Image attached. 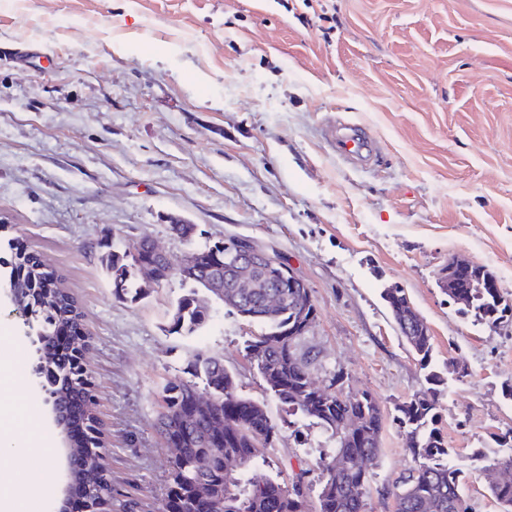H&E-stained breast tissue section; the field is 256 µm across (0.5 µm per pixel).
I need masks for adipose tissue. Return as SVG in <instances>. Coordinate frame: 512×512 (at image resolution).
<instances>
[{
    "mask_svg": "<svg viewBox=\"0 0 512 512\" xmlns=\"http://www.w3.org/2000/svg\"><path fill=\"white\" fill-rule=\"evenodd\" d=\"M13 424L25 432V455L38 458L39 464L26 476L7 485H0V512H30L35 501L51 495L54 490L51 466L54 450L43 445V432L39 422L20 412L14 418Z\"/></svg>",
    "mask_w": 512,
    "mask_h": 512,
    "instance_id": "adipose-tissue-1",
    "label": "adipose tissue"
}]
</instances>
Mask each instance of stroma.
I'll return each mask as SVG.
<instances>
[{"label": "stroma", "instance_id": "1", "mask_svg": "<svg viewBox=\"0 0 512 512\" xmlns=\"http://www.w3.org/2000/svg\"><path fill=\"white\" fill-rule=\"evenodd\" d=\"M340 122L369 129L374 163L337 157ZM0 214V258L33 253L81 307L112 512H157L173 460L160 397L200 353L265 407L277 435L264 471L305 472L309 507L336 454L247 358L262 323L213 299L195 333L169 332L190 289L176 275L116 296L102 259L144 237L175 268L247 239L306 283L317 384L342 375L344 393L381 410L370 512L395 510L380 491L413 464L397 407L428 390L470 512H499L484 466L512 427V322L473 323L439 277L462 256L512 295V0H0ZM173 217L195 235L172 234ZM394 283L430 329L431 369L381 296ZM35 363L0 387V409L23 405L58 449Z\"/></svg>", "mask_w": 512, "mask_h": 512}]
</instances>
